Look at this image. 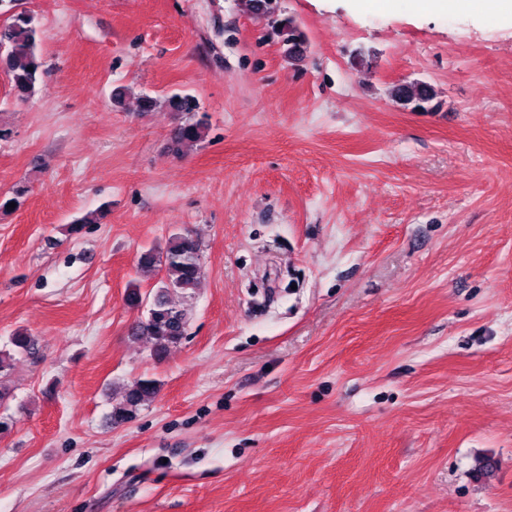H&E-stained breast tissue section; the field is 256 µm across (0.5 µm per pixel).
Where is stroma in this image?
<instances>
[{
  "label": "stroma",
  "mask_w": 512,
  "mask_h": 512,
  "mask_svg": "<svg viewBox=\"0 0 512 512\" xmlns=\"http://www.w3.org/2000/svg\"><path fill=\"white\" fill-rule=\"evenodd\" d=\"M21 6L45 74L22 102L0 70V190L30 187L0 213V349L34 352L0 512H512V23L273 0L292 59L248 0ZM415 82L439 109L391 98ZM175 93L208 125L181 155L179 114L135 101ZM175 233L204 278L158 356L128 286ZM257 9L263 10V13L270 18L272 27L282 38L284 44L288 45V54L290 56H295L302 52L304 47L303 35L292 18L275 16L270 0L265 1L264 4H257ZM157 391V382L152 379H137L127 385L122 401L112 406L111 417L114 422L131 418L134 409Z\"/></svg>",
  "instance_id": "1"
}]
</instances>
